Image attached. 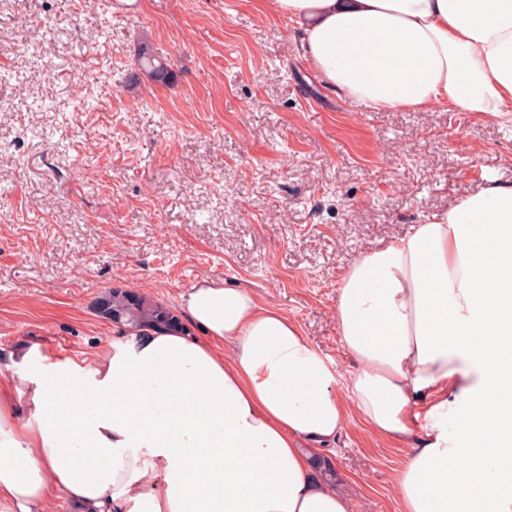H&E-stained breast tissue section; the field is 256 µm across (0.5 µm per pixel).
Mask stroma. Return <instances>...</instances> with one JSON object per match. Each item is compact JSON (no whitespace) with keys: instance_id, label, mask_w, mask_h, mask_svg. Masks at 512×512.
Here are the masks:
<instances>
[{"instance_id":"stroma-1","label":"stroma","mask_w":512,"mask_h":512,"mask_svg":"<svg viewBox=\"0 0 512 512\" xmlns=\"http://www.w3.org/2000/svg\"><path fill=\"white\" fill-rule=\"evenodd\" d=\"M174 78L129 85L141 44ZM0 349H112L116 288L180 312L203 280L252 290L339 378L346 268L496 180L512 123L376 110L312 68L271 0H0ZM403 443L348 421L320 454L361 512H401Z\"/></svg>"}]
</instances>
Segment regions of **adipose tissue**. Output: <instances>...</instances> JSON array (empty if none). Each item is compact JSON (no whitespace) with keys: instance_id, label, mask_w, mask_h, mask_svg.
Segmentation results:
<instances>
[{"instance_id":"adipose-tissue-1","label":"adipose tissue","mask_w":512,"mask_h":512,"mask_svg":"<svg viewBox=\"0 0 512 512\" xmlns=\"http://www.w3.org/2000/svg\"><path fill=\"white\" fill-rule=\"evenodd\" d=\"M311 65L377 108L512 119V0H273ZM201 329L111 354L0 357V512H357L314 460L351 416L404 442L402 512H512V184L489 183L350 265L344 395L249 290L181 297Z\"/></svg>"}]
</instances>
